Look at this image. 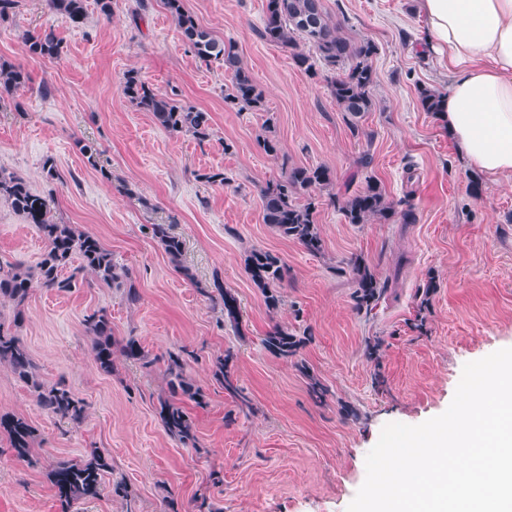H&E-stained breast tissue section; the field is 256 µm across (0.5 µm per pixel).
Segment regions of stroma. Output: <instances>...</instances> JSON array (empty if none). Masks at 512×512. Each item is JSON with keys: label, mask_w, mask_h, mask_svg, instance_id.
Masks as SVG:
<instances>
[{"label": "stroma", "mask_w": 512, "mask_h": 512, "mask_svg": "<svg viewBox=\"0 0 512 512\" xmlns=\"http://www.w3.org/2000/svg\"><path fill=\"white\" fill-rule=\"evenodd\" d=\"M323 3L342 35L377 48L375 108L355 133L328 92L326 70L300 71L261 38L266 0H185L204 28L235 45L263 91L260 112L225 105L223 66L186 52L163 0H113L108 19L91 5L80 24L45 0H19L0 20V59L32 77L14 103L0 106V168L53 197L63 223L96 235L131 271L140 295L132 304L124 290L104 285L32 288L18 334L42 380L65 383L87 409L78 424L41 410L0 364V414L25 416L37 430L25 460L0 435V512H58L46 477L51 458L84 459L95 450L112 460L105 485L124 481L131 496L106 492L74 512H195L200 497L219 512H347L386 424L442 414L466 363L512 348V187L470 167L437 115L422 110L418 87L447 93L450 76L419 50L425 31L414 0ZM48 28L62 41L60 58H31L23 34ZM131 69L209 112L212 136L201 142L156 126L123 93ZM270 115L274 154L262 147ZM79 139L97 144L96 165L77 149ZM49 158L61 180L45 179ZM320 164L331 169L336 191L360 189L371 175L391 199L410 196L415 223L348 224L322 204L320 256L263 224L260 187L288 166ZM209 171L223 172L225 184L202 180ZM475 182L480 192H472ZM152 224L182 239L180 264L148 234ZM258 247L288 267L274 312L245 272L246 253ZM44 250L34 226L0 198V258L33 266ZM357 256L388 283L367 315L353 310L354 282L344 272ZM430 280L436 290L424 306ZM217 281L238 299V327L209 298ZM98 309L115 338L138 340L151 369L121 358L112 373L97 368L81 320ZM276 324L307 336L296 357L265 349ZM374 336L384 340L376 361L364 354ZM181 348L197 355L187 373L204 395L203 406L186 405L195 448L170 437L157 414L167 354ZM228 348L246 408L213 376ZM312 377L327 390L324 403L309 394Z\"/></svg>", "instance_id": "35a3bbf8"}]
</instances>
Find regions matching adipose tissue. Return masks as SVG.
I'll list each match as a JSON object with an SVG mask.
<instances>
[{"label": "adipose tissue", "instance_id": "obj_1", "mask_svg": "<svg viewBox=\"0 0 512 512\" xmlns=\"http://www.w3.org/2000/svg\"><path fill=\"white\" fill-rule=\"evenodd\" d=\"M451 75L438 117L470 166L512 180V0H416Z\"/></svg>", "mask_w": 512, "mask_h": 512}]
</instances>
